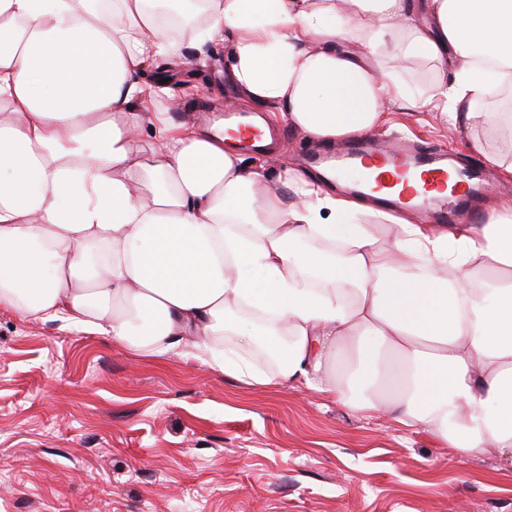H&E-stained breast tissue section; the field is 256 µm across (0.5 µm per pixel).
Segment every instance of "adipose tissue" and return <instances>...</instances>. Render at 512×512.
<instances>
[{"mask_svg": "<svg viewBox=\"0 0 512 512\" xmlns=\"http://www.w3.org/2000/svg\"><path fill=\"white\" fill-rule=\"evenodd\" d=\"M164 0H0V309L62 319L159 356L180 348L254 388L301 383L464 456L512 470V203L487 223L352 224L370 196L246 161L215 125L154 115L145 68L227 42L234 106L281 113L307 142L377 130L406 101L390 64L425 60L459 132L512 87V0H202L172 34ZM274 352L270 371L212 344ZM400 384L379 399L383 376Z\"/></svg>", "mask_w": 512, "mask_h": 512, "instance_id": "obj_1", "label": "adipose tissue"}]
</instances>
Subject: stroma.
<instances>
[{
  "mask_svg": "<svg viewBox=\"0 0 512 512\" xmlns=\"http://www.w3.org/2000/svg\"><path fill=\"white\" fill-rule=\"evenodd\" d=\"M156 60L169 78L155 104L199 124L230 97L223 47ZM410 99L387 104L374 134L406 136L481 171L494 195L471 198L458 221L487 218L512 194L468 137L421 101L429 62L393 65ZM268 168L315 172L328 148L273 124ZM0 512H512V472L493 452L463 458L391 419L368 416L301 386L256 389L175 349L141 356L109 336L0 310Z\"/></svg>",
  "mask_w": 512,
  "mask_h": 512,
  "instance_id": "35a3bbf8",
  "label": "stroma"
}]
</instances>
